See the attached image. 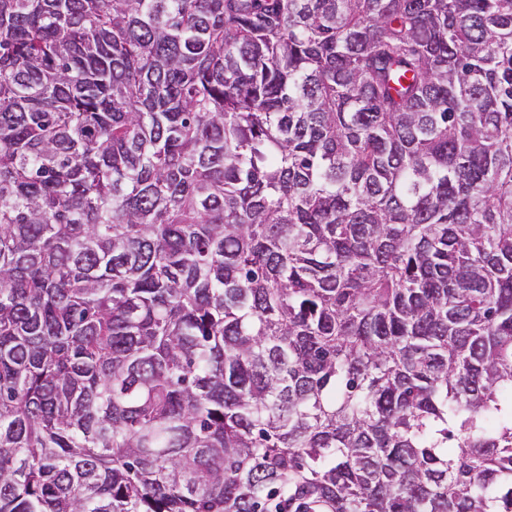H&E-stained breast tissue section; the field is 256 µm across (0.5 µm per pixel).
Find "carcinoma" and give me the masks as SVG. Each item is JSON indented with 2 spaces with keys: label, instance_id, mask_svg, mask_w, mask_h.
<instances>
[{
  "label": "carcinoma",
  "instance_id": "cac0c4a2",
  "mask_svg": "<svg viewBox=\"0 0 512 512\" xmlns=\"http://www.w3.org/2000/svg\"><path fill=\"white\" fill-rule=\"evenodd\" d=\"M0 512H512V0H0Z\"/></svg>",
  "mask_w": 512,
  "mask_h": 512
}]
</instances>
